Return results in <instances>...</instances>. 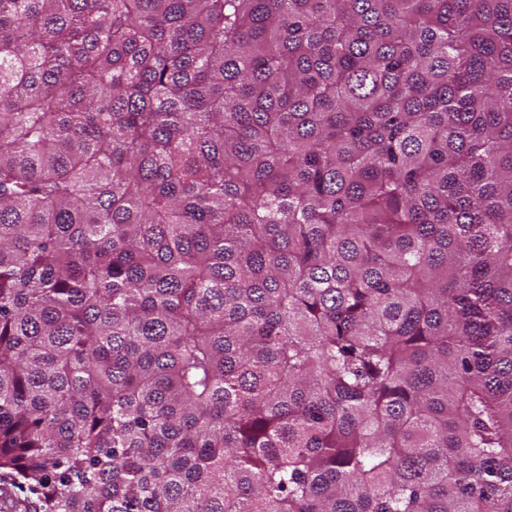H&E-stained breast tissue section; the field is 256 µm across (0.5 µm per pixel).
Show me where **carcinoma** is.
Segmentation results:
<instances>
[{
  "label": "carcinoma",
  "instance_id": "cac0c4a2",
  "mask_svg": "<svg viewBox=\"0 0 512 512\" xmlns=\"http://www.w3.org/2000/svg\"><path fill=\"white\" fill-rule=\"evenodd\" d=\"M0 485L512 512V0H0Z\"/></svg>",
  "mask_w": 512,
  "mask_h": 512
}]
</instances>
